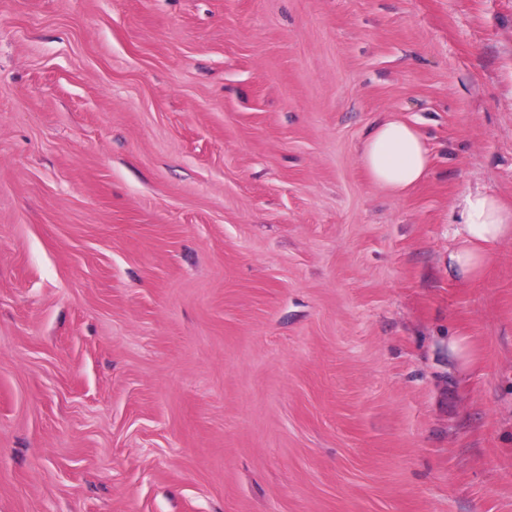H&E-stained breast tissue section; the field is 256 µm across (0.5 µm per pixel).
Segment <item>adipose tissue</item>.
<instances>
[{
  "instance_id": "adipose-tissue-1",
  "label": "adipose tissue",
  "mask_w": 512,
  "mask_h": 512,
  "mask_svg": "<svg viewBox=\"0 0 512 512\" xmlns=\"http://www.w3.org/2000/svg\"><path fill=\"white\" fill-rule=\"evenodd\" d=\"M359 158L370 180L393 195L419 183L431 162L420 130L388 113L374 122ZM460 219L459 243L448 255V266L459 279L475 281L488 263L489 246L512 241V208L497 196L469 192L462 199Z\"/></svg>"
}]
</instances>
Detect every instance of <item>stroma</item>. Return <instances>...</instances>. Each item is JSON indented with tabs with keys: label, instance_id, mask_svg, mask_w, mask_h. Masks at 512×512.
Masks as SVG:
<instances>
[{
	"label": "stroma",
	"instance_id": "stroma-1",
	"mask_svg": "<svg viewBox=\"0 0 512 512\" xmlns=\"http://www.w3.org/2000/svg\"><path fill=\"white\" fill-rule=\"evenodd\" d=\"M468 190L512 205V0H0V512H512ZM360 163L370 180L392 195L419 183L430 167V153L420 130L384 113L359 148Z\"/></svg>",
	"mask_w": 512,
	"mask_h": 512
}]
</instances>
